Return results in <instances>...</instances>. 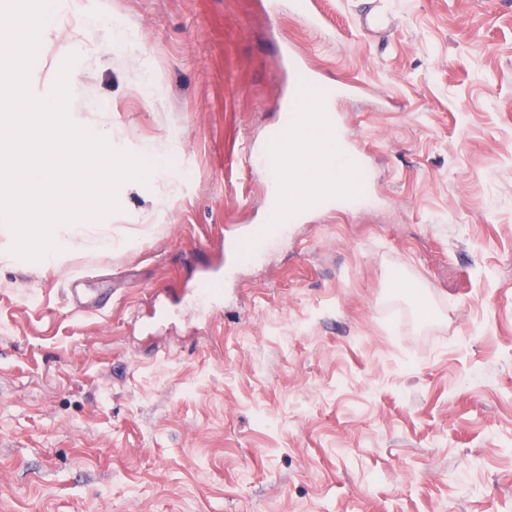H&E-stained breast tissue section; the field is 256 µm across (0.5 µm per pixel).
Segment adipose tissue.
<instances>
[{
	"mask_svg": "<svg viewBox=\"0 0 512 512\" xmlns=\"http://www.w3.org/2000/svg\"><path fill=\"white\" fill-rule=\"evenodd\" d=\"M283 161L278 209L285 218L294 213L300 188L324 183L333 185L339 181L350 184L355 178L350 162L343 157L336 139L316 122L296 129L292 149Z\"/></svg>",
	"mask_w": 512,
	"mask_h": 512,
	"instance_id": "adipose-tissue-1",
	"label": "adipose tissue"
}]
</instances>
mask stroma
Returning <instances> with one entry per match:
<instances>
[{"label": "stroma", "instance_id": "35a3bbf8", "mask_svg": "<svg viewBox=\"0 0 512 512\" xmlns=\"http://www.w3.org/2000/svg\"><path fill=\"white\" fill-rule=\"evenodd\" d=\"M271 3L57 0L33 91L76 50L72 118L164 170L59 265L0 226V512H512V0H389L384 36L372 0H315L321 32ZM286 44L362 87L332 107L374 201L242 262ZM374 2L378 5L373 12L364 17L360 26L366 30H372L374 32H384L391 29L395 22L391 9L384 4V0H377Z\"/></svg>", "mask_w": 512, "mask_h": 512}]
</instances>
